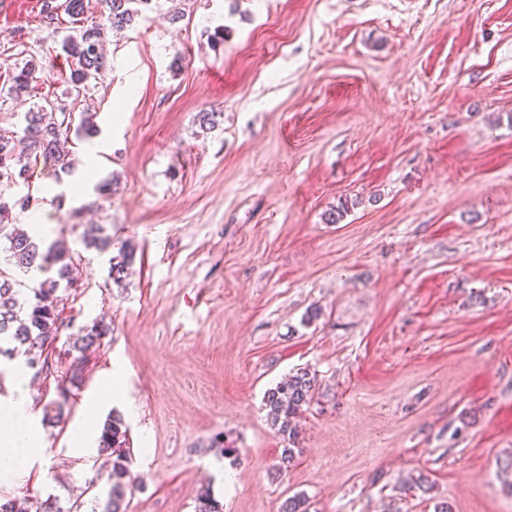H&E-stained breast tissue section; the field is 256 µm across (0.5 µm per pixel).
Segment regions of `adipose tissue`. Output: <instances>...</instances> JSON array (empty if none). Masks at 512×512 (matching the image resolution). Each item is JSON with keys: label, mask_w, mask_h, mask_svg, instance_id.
Wrapping results in <instances>:
<instances>
[{"label": "adipose tissue", "mask_w": 512, "mask_h": 512, "mask_svg": "<svg viewBox=\"0 0 512 512\" xmlns=\"http://www.w3.org/2000/svg\"><path fill=\"white\" fill-rule=\"evenodd\" d=\"M41 451L39 414L29 393L25 371L15 373L13 392L0 398V481H9Z\"/></svg>", "instance_id": "adipose-tissue-1"}]
</instances>
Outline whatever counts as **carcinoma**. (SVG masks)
Here are the masks:
<instances>
[{
	"label": "carcinoma",
	"instance_id": "carcinoma-1",
	"mask_svg": "<svg viewBox=\"0 0 512 512\" xmlns=\"http://www.w3.org/2000/svg\"><path fill=\"white\" fill-rule=\"evenodd\" d=\"M155 0H103L107 20L113 28H124L131 24L140 8H150ZM60 4L57 0H42L41 18L47 27L52 28L58 20ZM102 28L98 24L81 27L66 36L64 50L77 60V68L70 73V94L78 100L86 93L89 82L105 74L107 59L102 52ZM37 68L29 64L12 75L7 93L19 96L31 89L37 81ZM54 107V102L46 101V106L24 114L22 136L15 138L14 132L0 130V184L8 188L27 185L31 175L26 167H17V153L21 152L33 159V164L41 165L54 172L70 173L73 162L61 150L62 138L75 132L87 138L99 134L94 114L83 112L79 122H74L73 113L66 107H58L62 119L58 122L46 119L45 107ZM11 207L0 196V239L9 243L5 248V264L14 267L21 277L17 278L0 267V355L10 360L23 358L24 366L36 370L41 375L50 370L49 357L61 338L63 330L69 327L58 313V306L66 299L69 291L78 287L81 255L73 250L66 237L61 236L51 242L37 240L31 235L11 228ZM82 229L78 240L85 249L108 253V278L114 282L133 265L134 250L121 245L117 254H112V237L105 234L102 224L71 225L72 230ZM55 275H49V272ZM112 335L111 324L105 320H94L79 328L76 343L65 350L67 355L79 353L73 358L75 369L69 374V383L74 385L81 380L86 353L104 345ZM316 378L307 369L299 368L284 381L266 391L264 405L268 411L271 426L288 439L290 447L283 449L279 470L286 471L296 458V449L291 447L298 437L296 418L303 407L311 404L314 398ZM99 453L108 457L110 470L107 474L109 485L107 499L102 512H128L127 495L132 492L135 479L130 470L132 448L128 428L123 417L111 412L101 429L98 440ZM82 503L76 501L64 507L56 496H48L34 504L35 512H81ZM194 512H224V506L211 493L210 488H202L195 499Z\"/></svg>",
	"mask_w": 512,
	"mask_h": 512
}]
</instances>
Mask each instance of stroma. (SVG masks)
<instances>
[{
	"instance_id": "35a3bbf8",
	"label": "stroma",
	"mask_w": 512,
	"mask_h": 512,
	"mask_svg": "<svg viewBox=\"0 0 512 512\" xmlns=\"http://www.w3.org/2000/svg\"><path fill=\"white\" fill-rule=\"evenodd\" d=\"M160 4L105 32L85 105L110 154L87 168L72 134V173L31 178L56 228L104 225L136 257L111 284L107 255L71 241L61 315L112 334L0 497H105L104 457L69 437L113 375L128 512H194L206 485L224 512L297 494L309 512H512V0ZM40 5L0 0V75L40 68L29 95L0 94L2 130L66 99L62 40L102 20L92 0L54 34ZM298 368L317 385L279 476L263 396Z\"/></svg>"
}]
</instances>
